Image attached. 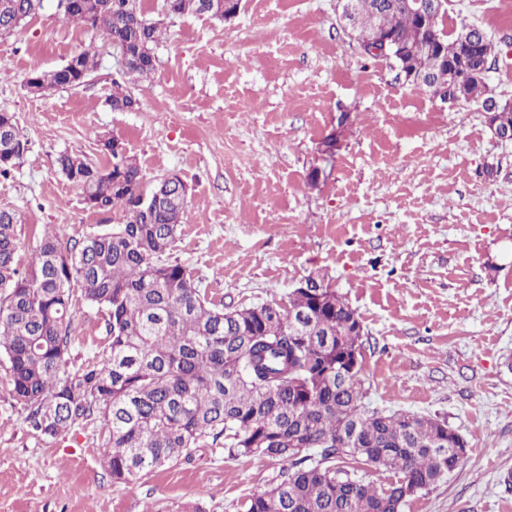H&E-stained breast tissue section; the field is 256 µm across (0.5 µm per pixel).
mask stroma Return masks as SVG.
I'll return each instance as SVG.
<instances>
[{
    "label": "stroma",
    "mask_w": 512,
    "mask_h": 512,
    "mask_svg": "<svg viewBox=\"0 0 512 512\" xmlns=\"http://www.w3.org/2000/svg\"><path fill=\"white\" fill-rule=\"evenodd\" d=\"M339 13L338 0H242L229 22L166 19L139 109L115 112L109 50L82 87L24 90L31 68L100 41L44 0L0 38V112L27 143L0 206L22 216L25 262L44 229L78 238L116 222L59 172L61 152L103 163L107 134L145 184L178 174L188 196L172 256L210 298L278 302L323 279L364 326V406L442 419L466 440L458 468L403 512H512V143L492 138L480 106L434 101L362 55ZM443 23L512 46V0H448ZM72 335L73 365L100 359L105 320L79 297ZM8 379L0 361V512H246L279 471L204 448L113 481L98 421L38 435Z\"/></svg>",
    "instance_id": "stroma-1"
}]
</instances>
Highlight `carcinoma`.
Here are the masks:
<instances>
[{"instance_id": "obj_1", "label": "carcinoma", "mask_w": 512, "mask_h": 512, "mask_svg": "<svg viewBox=\"0 0 512 512\" xmlns=\"http://www.w3.org/2000/svg\"><path fill=\"white\" fill-rule=\"evenodd\" d=\"M207 0H163L175 16L209 14ZM361 27L403 41L418 25L405 0H359ZM62 17L102 33L112 48L139 59L112 80L114 112H133L134 78L147 81L161 21L144 16L141 0H87ZM43 9V0H0V32L14 34ZM82 86L100 66V50L75 55ZM412 68L448 82V60L436 51L412 57ZM28 78L47 91L64 84L59 70L38 67ZM108 166L83 155H59L60 172L93 208L117 216L112 228L64 239L43 232L26 267L18 258L19 213L0 207V356L9 363L10 397L32 430L57 437L91 419L104 431L103 462L116 481H132L188 457L198 448L259 456L279 465L276 482L253 495L247 512H402L407 486L429 491L466 456L438 420L406 412L366 410L361 369L346 357L359 341L360 317L336 290L311 277L288 305L230 308L202 293L184 265L169 258L185 206L177 186L141 208L144 175L127 153L100 140ZM19 134L0 138V159L20 158ZM106 314L109 343L101 361L68 367L75 293ZM356 430L360 445H342ZM317 449L314 455L310 449ZM392 471L389 484L366 482L358 465Z\"/></svg>"}]
</instances>
